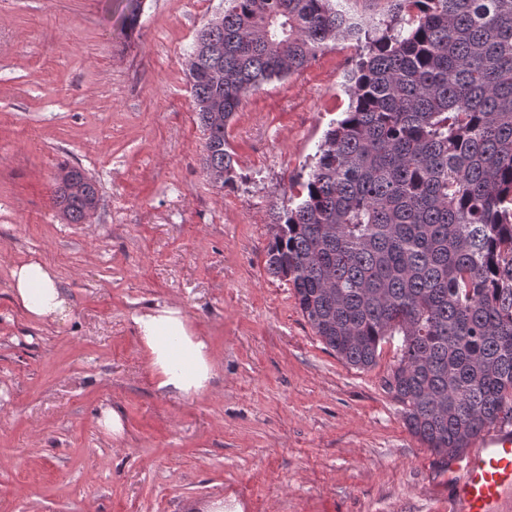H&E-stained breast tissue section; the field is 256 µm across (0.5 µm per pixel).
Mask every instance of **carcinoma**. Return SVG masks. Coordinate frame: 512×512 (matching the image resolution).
Returning <instances> with one entry per match:
<instances>
[{
  "mask_svg": "<svg viewBox=\"0 0 512 512\" xmlns=\"http://www.w3.org/2000/svg\"><path fill=\"white\" fill-rule=\"evenodd\" d=\"M387 2L360 21L342 0H224L201 28L224 56L192 63L191 94L203 168L232 185L225 130L246 97L362 43L349 109L275 214L266 266L346 364L369 369L400 337L384 387L445 471L512 421V0ZM97 200L94 181L82 196L56 184L71 224Z\"/></svg>",
  "mask_w": 512,
  "mask_h": 512,
  "instance_id": "cac0c4a2",
  "label": "carcinoma"
}]
</instances>
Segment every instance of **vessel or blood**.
<instances>
[{
    "label": "vessel or blood",
    "instance_id": "1",
    "mask_svg": "<svg viewBox=\"0 0 512 512\" xmlns=\"http://www.w3.org/2000/svg\"><path fill=\"white\" fill-rule=\"evenodd\" d=\"M448 483L458 512H507L512 506V430L485 436L479 449L452 460Z\"/></svg>",
    "mask_w": 512,
    "mask_h": 512
}]
</instances>
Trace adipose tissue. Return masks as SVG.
<instances>
[{
	"mask_svg": "<svg viewBox=\"0 0 512 512\" xmlns=\"http://www.w3.org/2000/svg\"><path fill=\"white\" fill-rule=\"evenodd\" d=\"M11 294L26 316L51 324L64 320L70 302L55 270L32 258L15 265ZM138 338L158 392L191 398L209 390L214 376L211 347L194 330L180 305L169 302L139 312L134 317Z\"/></svg>",
	"mask_w": 512,
	"mask_h": 512,
	"instance_id": "ef3b65f1",
	"label": "adipose tissue"
}]
</instances>
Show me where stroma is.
<instances>
[{"label":"stroma","mask_w":512,"mask_h":512,"mask_svg":"<svg viewBox=\"0 0 512 512\" xmlns=\"http://www.w3.org/2000/svg\"><path fill=\"white\" fill-rule=\"evenodd\" d=\"M222 0H0V512H452L448 475L383 387L339 360L266 269L272 215L349 103L354 41L250 95L227 128L239 177L203 171L188 78ZM133 24H126L127 15ZM99 187L67 223L62 167ZM52 266L68 319L30 321L12 265ZM174 301L214 354L210 390L160 394L134 315ZM117 410L124 438L98 420Z\"/></svg>","instance_id":"1"}]
</instances>
